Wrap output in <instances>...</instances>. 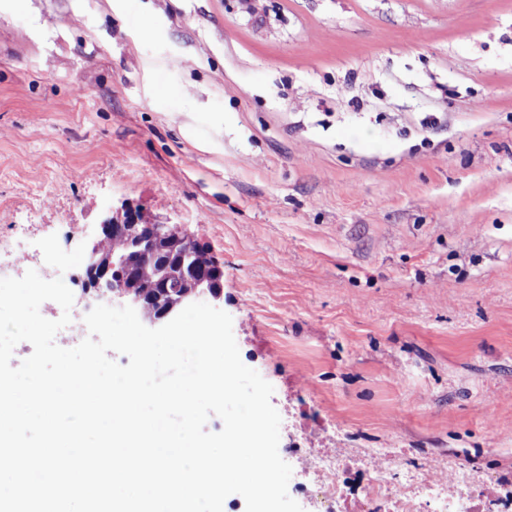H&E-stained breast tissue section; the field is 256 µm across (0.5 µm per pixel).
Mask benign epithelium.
Wrapping results in <instances>:
<instances>
[{"instance_id":"benign-epithelium-1","label":"benign epithelium","mask_w":512,"mask_h":512,"mask_svg":"<svg viewBox=\"0 0 512 512\" xmlns=\"http://www.w3.org/2000/svg\"><path fill=\"white\" fill-rule=\"evenodd\" d=\"M100 227L83 260V299L129 305L151 326L167 323L191 303L223 300V269L213 259L207 265L194 261L202 248L183 227L151 221L126 205ZM117 235L125 240V251L102 252V240ZM142 262L159 266L148 295L135 287V270Z\"/></svg>"}]
</instances>
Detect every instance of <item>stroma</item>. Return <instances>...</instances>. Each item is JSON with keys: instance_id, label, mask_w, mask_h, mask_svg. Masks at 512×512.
<instances>
[{"instance_id": "stroma-1", "label": "stroma", "mask_w": 512, "mask_h": 512, "mask_svg": "<svg viewBox=\"0 0 512 512\" xmlns=\"http://www.w3.org/2000/svg\"><path fill=\"white\" fill-rule=\"evenodd\" d=\"M263 4L0 0V246L186 228L281 443L512 512V0Z\"/></svg>"}]
</instances>
